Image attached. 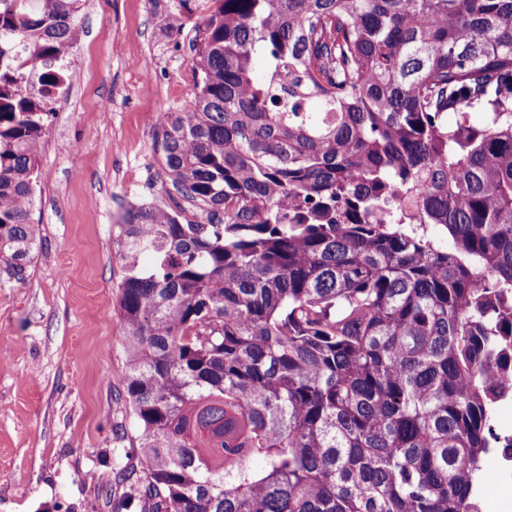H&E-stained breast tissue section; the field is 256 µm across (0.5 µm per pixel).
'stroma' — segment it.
Masks as SVG:
<instances>
[{
  "label": "stroma",
  "mask_w": 512,
  "mask_h": 512,
  "mask_svg": "<svg viewBox=\"0 0 512 512\" xmlns=\"http://www.w3.org/2000/svg\"><path fill=\"white\" fill-rule=\"evenodd\" d=\"M190 8L175 32L173 0H82L79 64L38 163V247L22 280L0 270V512H141L115 479L131 426L119 222L142 204L202 218L153 127L195 97L191 47L216 5Z\"/></svg>",
  "instance_id": "35a3bbf8"
}]
</instances>
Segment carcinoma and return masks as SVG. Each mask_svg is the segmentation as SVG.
Returning <instances> with one entry per match:
<instances>
[{
	"label": "carcinoma",
	"instance_id": "1",
	"mask_svg": "<svg viewBox=\"0 0 512 512\" xmlns=\"http://www.w3.org/2000/svg\"><path fill=\"white\" fill-rule=\"evenodd\" d=\"M81 2L0 0L17 280ZM214 2L158 141L207 219L120 224L118 479L142 512H482L512 455V0Z\"/></svg>",
	"mask_w": 512,
	"mask_h": 512
}]
</instances>
